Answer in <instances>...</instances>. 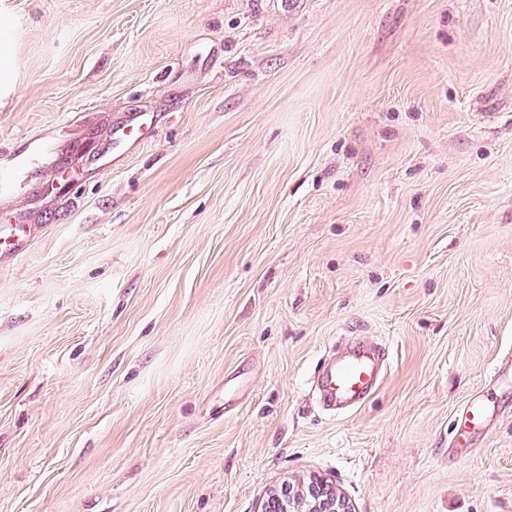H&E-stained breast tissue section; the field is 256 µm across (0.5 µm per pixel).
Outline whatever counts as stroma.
Here are the masks:
<instances>
[{
	"label": "stroma",
	"instance_id": "35a3bbf8",
	"mask_svg": "<svg viewBox=\"0 0 512 512\" xmlns=\"http://www.w3.org/2000/svg\"><path fill=\"white\" fill-rule=\"evenodd\" d=\"M1 14L0 512H512V414L448 454L512 350V0ZM350 333L390 364L332 416ZM387 364L385 345L349 336L313 381L319 404L333 415L359 408L378 388Z\"/></svg>",
	"mask_w": 512,
	"mask_h": 512
}]
</instances>
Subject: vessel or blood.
<instances>
[{
  "instance_id": "vessel-or-blood-1",
  "label": "vessel or blood",
  "mask_w": 512,
  "mask_h": 512,
  "mask_svg": "<svg viewBox=\"0 0 512 512\" xmlns=\"http://www.w3.org/2000/svg\"><path fill=\"white\" fill-rule=\"evenodd\" d=\"M385 345L364 337H348L336 355L327 360L313 381L321 407L334 415L349 413L362 406L376 391L387 369ZM494 412L483 398L466 403L458 414L454 446L468 454L475 435L492 423Z\"/></svg>"
}]
</instances>
